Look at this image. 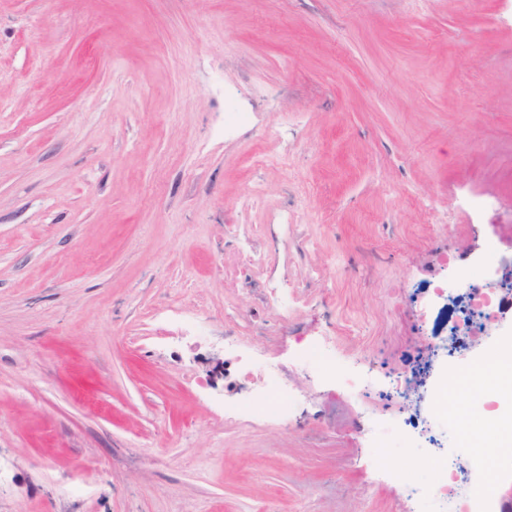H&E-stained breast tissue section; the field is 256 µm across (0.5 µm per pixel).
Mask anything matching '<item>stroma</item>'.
Returning <instances> with one entry per match:
<instances>
[{"instance_id":"35a3bbf8","label":"stroma","mask_w":512,"mask_h":512,"mask_svg":"<svg viewBox=\"0 0 512 512\" xmlns=\"http://www.w3.org/2000/svg\"><path fill=\"white\" fill-rule=\"evenodd\" d=\"M488 246L512 0H0V512H435L347 380L426 360Z\"/></svg>"}]
</instances>
